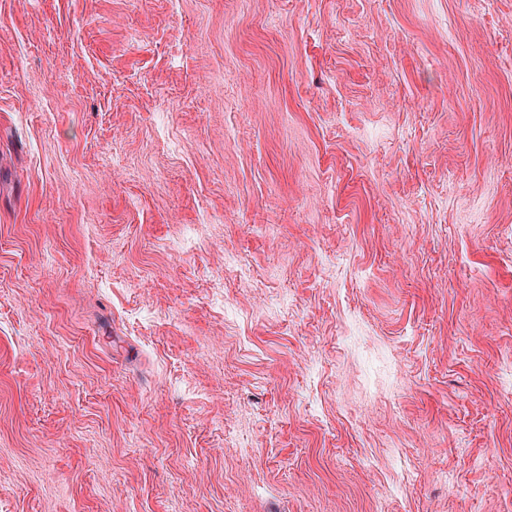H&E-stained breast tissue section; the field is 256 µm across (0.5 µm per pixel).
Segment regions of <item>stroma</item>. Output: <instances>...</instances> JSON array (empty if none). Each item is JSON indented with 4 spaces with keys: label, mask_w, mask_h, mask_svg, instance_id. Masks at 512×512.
Segmentation results:
<instances>
[{
    "label": "stroma",
    "mask_w": 512,
    "mask_h": 512,
    "mask_svg": "<svg viewBox=\"0 0 512 512\" xmlns=\"http://www.w3.org/2000/svg\"><path fill=\"white\" fill-rule=\"evenodd\" d=\"M512 0H0V512H512Z\"/></svg>",
    "instance_id": "stroma-1"
}]
</instances>
